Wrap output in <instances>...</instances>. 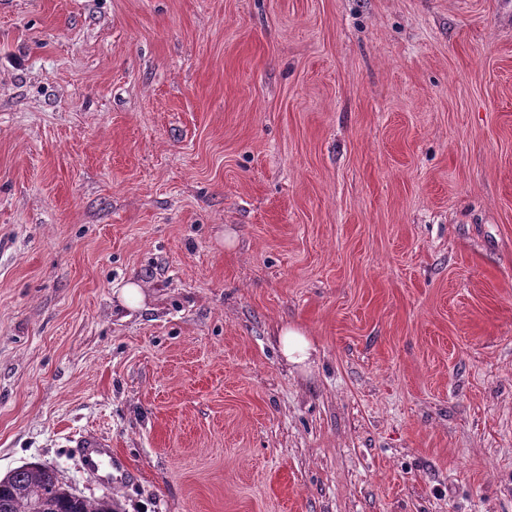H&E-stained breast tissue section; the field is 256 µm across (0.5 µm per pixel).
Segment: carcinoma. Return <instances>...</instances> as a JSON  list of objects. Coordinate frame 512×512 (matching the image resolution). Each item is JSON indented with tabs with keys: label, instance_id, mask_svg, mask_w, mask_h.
<instances>
[{
	"label": "carcinoma",
	"instance_id": "carcinoma-1",
	"mask_svg": "<svg viewBox=\"0 0 512 512\" xmlns=\"http://www.w3.org/2000/svg\"><path fill=\"white\" fill-rule=\"evenodd\" d=\"M0 512H120L110 499L89 500L43 464L22 465L0 478Z\"/></svg>",
	"mask_w": 512,
	"mask_h": 512
}]
</instances>
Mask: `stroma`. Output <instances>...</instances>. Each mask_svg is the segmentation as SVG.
Wrapping results in <instances>:
<instances>
[{
    "mask_svg": "<svg viewBox=\"0 0 512 512\" xmlns=\"http://www.w3.org/2000/svg\"><path fill=\"white\" fill-rule=\"evenodd\" d=\"M28 462L121 512H512V0H0ZM121 306L129 310L141 309L145 300V291L141 282L130 281L122 288L118 294ZM277 336L278 344L288 364L296 366L312 362L315 347L303 329L294 325H285L280 327ZM110 443L102 438L84 437L78 444L82 448L83 458L86 461V469L90 472H98L100 462L108 458L112 464V448Z\"/></svg>",
    "mask_w": 512,
    "mask_h": 512,
    "instance_id": "35a3bbf8",
    "label": "stroma"
}]
</instances>
